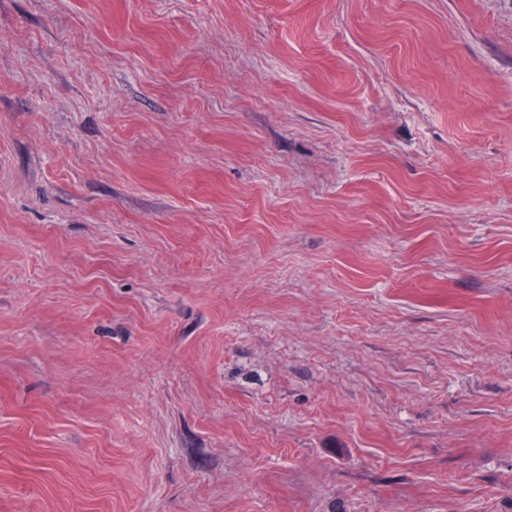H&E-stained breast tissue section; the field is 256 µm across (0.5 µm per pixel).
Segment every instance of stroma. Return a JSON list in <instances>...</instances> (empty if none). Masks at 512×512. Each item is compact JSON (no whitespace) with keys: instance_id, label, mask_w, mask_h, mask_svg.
Wrapping results in <instances>:
<instances>
[{"instance_id":"35a3bbf8","label":"stroma","mask_w":512,"mask_h":512,"mask_svg":"<svg viewBox=\"0 0 512 512\" xmlns=\"http://www.w3.org/2000/svg\"><path fill=\"white\" fill-rule=\"evenodd\" d=\"M0 512H512V0H0Z\"/></svg>"}]
</instances>
